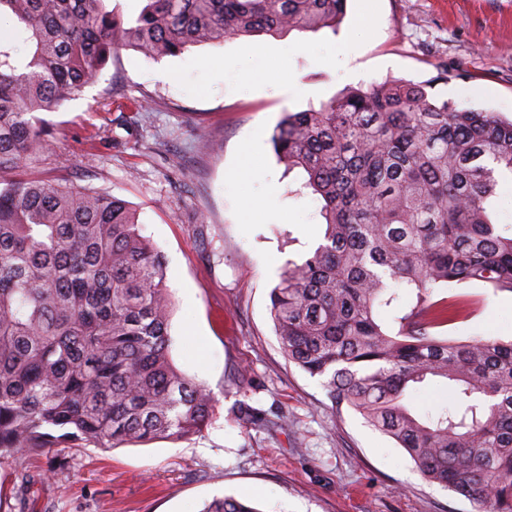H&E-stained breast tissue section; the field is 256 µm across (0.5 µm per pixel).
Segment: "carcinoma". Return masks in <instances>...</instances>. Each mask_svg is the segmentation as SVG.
<instances>
[{"label": "carcinoma", "instance_id": "1", "mask_svg": "<svg viewBox=\"0 0 512 512\" xmlns=\"http://www.w3.org/2000/svg\"><path fill=\"white\" fill-rule=\"evenodd\" d=\"M130 22L105 0H0L25 49L0 42V172L48 150L53 112L118 45L149 57L226 37L336 28L346 0H145ZM448 70L373 82L286 112L272 142L322 201L323 242L270 292L288 361L393 439L423 479L477 512H512V338L434 331L461 308L433 299L481 282L512 292V119L439 99ZM161 252L129 204L37 178L0 184V453L183 439L213 415L177 369ZM445 381L459 404L421 415L407 396ZM236 420L265 421L242 403ZM201 512H261L232 496Z\"/></svg>", "mask_w": 512, "mask_h": 512}]
</instances>
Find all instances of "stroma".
Listing matches in <instances>:
<instances>
[{
    "label": "stroma",
    "mask_w": 512,
    "mask_h": 512,
    "mask_svg": "<svg viewBox=\"0 0 512 512\" xmlns=\"http://www.w3.org/2000/svg\"><path fill=\"white\" fill-rule=\"evenodd\" d=\"M355 41V56L345 45ZM464 77L442 99L512 115V0H347L337 30L228 38L177 56L117 48L96 79L45 113L39 162L6 172L105 191L136 209L166 259L175 366L216 401L199 434L117 448H53L0 463L14 512H202L213 498L261 512H476L428 484L394 441L285 357L269 294L321 242V204L271 136L284 112L373 81ZM459 340L512 336V293L485 284ZM268 422L245 428L239 403Z\"/></svg>",
    "instance_id": "1"
}]
</instances>
